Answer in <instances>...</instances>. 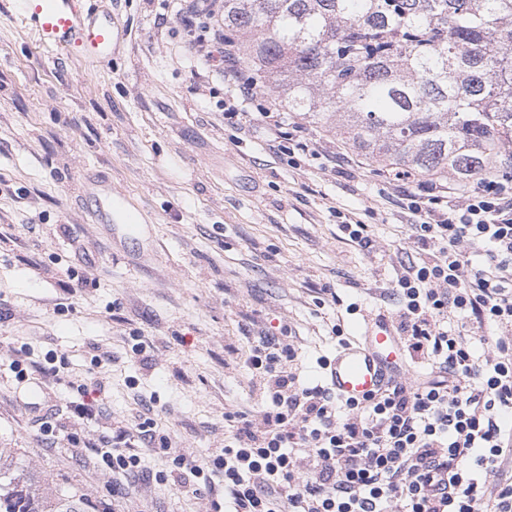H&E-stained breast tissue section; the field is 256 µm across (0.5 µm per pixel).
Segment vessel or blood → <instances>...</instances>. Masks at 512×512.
<instances>
[{
  "label": "vessel or blood",
  "instance_id": "1",
  "mask_svg": "<svg viewBox=\"0 0 512 512\" xmlns=\"http://www.w3.org/2000/svg\"><path fill=\"white\" fill-rule=\"evenodd\" d=\"M16 14L31 25L41 47L63 51L95 67L110 61L120 33L111 16L97 15L90 0H13ZM92 215L111 223L112 191L93 192ZM352 341L339 347L326 368L328 385L343 400L362 402L404 376L407 362L387 317L364 320Z\"/></svg>",
  "mask_w": 512,
  "mask_h": 512
}]
</instances>
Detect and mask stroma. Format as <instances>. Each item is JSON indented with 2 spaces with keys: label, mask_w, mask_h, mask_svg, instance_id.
Returning a JSON list of instances; mask_svg holds the SVG:
<instances>
[{
  "label": "stroma",
  "mask_w": 512,
  "mask_h": 512,
  "mask_svg": "<svg viewBox=\"0 0 512 512\" xmlns=\"http://www.w3.org/2000/svg\"><path fill=\"white\" fill-rule=\"evenodd\" d=\"M98 5L125 36L90 68L45 54L0 0V454L116 512H209L208 497L155 481L169 467L158 455L113 496L111 470L72 437L133 423L142 396L173 448L219 453L225 413L262 402L239 354L247 337H291L301 379H322L334 324L352 336L395 309L411 215L329 127H311L314 155L289 163L265 142L262 102L225 119L222 79L195 76L210 46L189 36L184 0ZM96 181L139 224L94 223L81 187ZM341 214L368 224L372 249L348 241ZM17 360L58 375L18 380ZM90 381L103 413L87 425L69 404ZM47 417L56 429L43 436Z\"/></svg>",
  "instance_id": "1"
}]
</instances>
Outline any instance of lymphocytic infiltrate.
<instances>
[{"label": "lymphocytic infiltrate", "mask_w": 512, "mask_h": 512, "mask_svg": "<svg viewBox=\"0 0 512 512\" xmlns=\"http://www.w3.org/2000/svg\"><path fill=\"white\" fill-rule=\"evenodd\" d=\"M215 3L193 0L190 11L218 56L201 65L203 76L222 77L234 94L223 103L231 119L237 100L263 90L239 69ZM261 123L281 157L310 150L311 138L292 135L280 113L262 112ZM396 181L418 256L393 285L396 324L410 366L426 367L424 376L400 379L363 405L343 401L325 384L301 382L296 349L263 331L245 353L263 407L225 414L218 454L200 461L176 451L148 403L133 426L74 438V447L128 480L143 474V451L165 456L173 472H157L156 482L176 477L194 495L222 478L211 512H512V478L502 473L512 457V180L481 184L459 204L443 183ZM455 314L471 335L449 330Z\"/></svg>", "instance_id": "lymphocytic-infiltrate-1"}]
</instances>
